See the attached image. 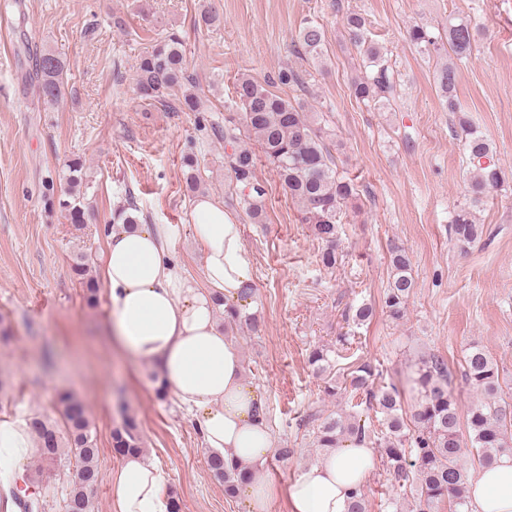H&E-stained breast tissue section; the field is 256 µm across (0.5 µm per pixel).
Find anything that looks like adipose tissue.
Returning <instances> with one entry per match:
<instances>
[{"mask_svg":"<svg viewBox=\"0 0 512 512\" xmlns=\"http://www.w3.org/2000/svg\"><path fill=\"white\" fill-rule=\"evenodd\" d=\"M204 287L194 286L171 258L168 229L113 225L99 260L110 304L111 342L149 366L154 390L173 396L192 416L206 447L227 462L263 465L274 452L264 402L247 379L237 340L222 326L224 304L252 284L243 226L206 196L194 202ZM35 452L25 419H0V479ZM373 467L370 448L346 441L321 455L288 484L289 512H347ZM113 512H169L165 479L144 453L124 455L111 474ZM472 512H512V456L476 470Z\"/></svg>","mask_w":512,"mask_h":512,"instance_id":"1","label":"adipose tissue"}]
</instances>
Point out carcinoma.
<instances>
[{"label": "carcinoma", "instance_id": "carcinoma-1", "mask_svg": "<svg viewBox=\"0 0 512 512\" xmlns=\"http://www.w3.org/2000/svg\"><path fill=\"white\" fill-rule=\"evenodd\" d=\"M343 26L351 43L356 45L369 72L353 83L355 99L367 106L385 107L395 98L394 72L380 46L368 40L366 18L348 12ZM410 41L427 52H445L448 63L438 71L437 83L449 112L456 115L458 125L466 135L469 161L475 165L468 183L470 204L459 208L450 224V236L460 249H465L482 233L470 208L477 206L503 182L500 167L489 162L490 144L477 135L462 113L457 96L458 70L473 52L477 30L465 18L451 17L443 33L435 34L428 27L416 25L409 29ZM324 29L317 20L300 23L291 41L293 53L302 60L323 56ZM40 74L39 93L44 104L53 107L62 98L64 63L53 53L45 52L36 59ZM135 85L140 96L155 101L174 97L181 112H197L198 100L191 92L193 78L188 66L180 34L169 29L157 33L151 46L139 55ZM304 88L303 72L293 67L280 70L270 81L260 82L242 76L234 84L230 103L224 105V146L230 148L224 160L230 177L240 189L239 204L255 222L264 213L265 186L256 176L257 144L273 166L285 193L298 204L303 221L313 225V233L324 247L318 254L322 267L333 270L340 261L338 224L348 207H356L357 189L351 180L341 175L326 145L330 137L324 117L305 112L301 102L292 103L271 90L272 85ZM185 180L193 191L199 189L204 176L197 155L184 158ZM73 224L84 223V210L77 199L62 200ZM391 276L384 296V308L389 317L399 321L406 314V304L415 286L411 261L398 246L389 250ZM72 272L85 290L89 305H95L100 284L92 273L86 256L76 259ZM233 314L228 324L251 326L256 314L247 306L230 305ZM309 365L321 375L331 367V351L315 348L308 356ZM462 372L467 385L480 394V399L461 409L450 389L451 373L448 362L434 354L423 355L410 366L406 385L416 402L407 411L403 391L393 383L375 384L379 371L370 362L360 363L349 373L352 397H365L366 407L383 415L385 428L383 458L390 476L394 496L411 495L412 512H438L446 503L450 512H471L469 476L458 466L467 452L476 454L478 466L489 468L504 455L512 456V403L501 396L500 372L488 353L471 346L463 356ZM63 425L49 418L32 417L27 421L37 447L39 460L70 456L76 469L65 501V512H94V491L99 479L97 457L99 448L92 421L84 401L72 393H63L57 401ZM467 432H462L461 422ZM375 432L361 422L358 414L332 412L321 419L314 432L313 444L325 453L344 441L368 443ZM114 449L119 454L143 450L137 417L122 412L121 422L112 432ZM208 466L214 478L224 484V494L233 497L239 484L251 478L248 468L228 465L224 454L211 450ZM0 502L12 503L22 512H37L39 500L27 505L18 501L14 487L0 496Z\"/></svg>", "mask_w": 512, "mask_h": 512}]
</instances>
